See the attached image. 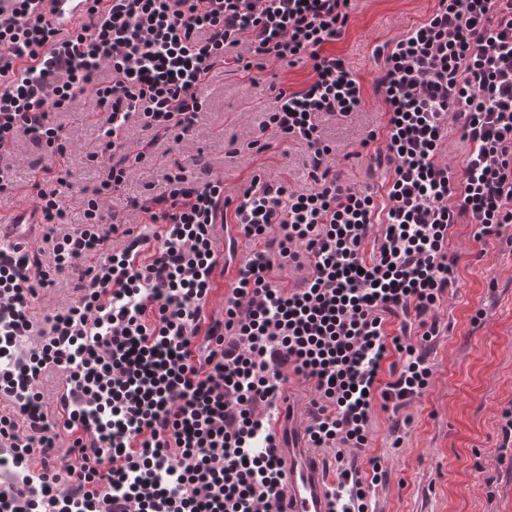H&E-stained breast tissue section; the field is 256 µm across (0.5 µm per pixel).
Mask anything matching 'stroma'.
<instances>
[{"label":"stroma","instance_id":"obj_1","mask_svg":"<svg viewBox=\"0 0 512 512\" xmlns=\"http://www.w3.org/2000/svg\"><path fill=\"white\" fill-rule=\"evenodd\" d=\"M436 6L437 0H355L344 35L327 45V52L347 60L363 86L358 112L321 122L324 141L341 158L344 182H370L366 158L350 160L346 154L357 149L360 134L385 123V105L373 90L380 68L376 47L423 23ZM311 78L309 67L277 61L261 71L247 73L231 64L215 71L198 135L159 143L115 193L113 206L124 209L129 200L160 188L168 168L189 165L199 155L231 191L256 170L293 187L308 185L305 146L261 136L259 125L273 105L274 88L298 90ZM55 119L72 149L60 159L19 142L16 151L30 164L0 194V211L31 203L37 159L69 170L76 187L97 184L99 169L88 160L97 142V117L77 104ZM449 248L460 255V288L439 310L451 329L432 351V385L410 407L414 422L401 447L390 445L387 413L376 419L371 452L385 456L390 478L376 495L375 512H512V464L496 461L501 412L512 404V248L480 246L467 224L454 227ZM488 474L495 477L490 486L484 482Z\"/></svg>","mask_w":512,"mask_h":512}]
</instances>
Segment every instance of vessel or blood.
Instances as JSON below:
<instances>
[{"label": "vessel or blood", "mask_w": 512, "mask_h": 512, "mask_svg": "<svg viewBox=\"0 0 512 512\" xmlns=\"http://www.w3.org/2000/svg\"><path fill=\"white\" fill-rule=\"evenodd\" d=\"M54 21L63 29L72 28L86 14L88 0H54ZM42 228L41 218L27 204L0 215V244L13 247L32 243ZM270 423L282 442L279 450L286 474L288 512H334L336 501L330 493L313 452L307 448L293 421L278 414Z\"/></svg>", "instance_id": "b4317fda"}]
</instances>
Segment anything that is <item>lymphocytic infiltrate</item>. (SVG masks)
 I'll list each match as a JSON object with an SVG mask.
<instances>
[{
  "label": "lymphocytic infiltrate",
  "mask_w": 512,
  "mask_h": 512,
  "mask_svg": "<svg viewBox=\"0 0 512 512\" xmlns=\"http://www.w3.org/2000/svg\"><path fill=\"white\" fill-rule=\"evenodd\" d=\"M50 2L0 0V157L22 140L66 155L54 116L81 100L103 118L104 161L75 228L70 172L42 167L41 243L0 250V512H285L266 410L292 375L313 388L309 447L335 451L337 512H373L388 477L370 452L376 416L400 447L432 383L438 310L459 289L454 225L512 244V0H438L378 49L386 121L365 137L369 169L386 171L377 187L341 181L319 123L363 99L324 50L352 0H90L71 29ZM269 60L313 72L278 90L262 124L305 144L309 186L258 173L230 195L222 176L179 165L112 212L157 139L193 136L212 70ZM242 240L256 245L243 257ZM223 261L236 276L213 313ZM290 269L292 288L277 279ZM65 272L77 299L33 315Z\"/></svg>",
  "instance_id": "lymphocytic-infiltrate-1"
}]
</instances>
